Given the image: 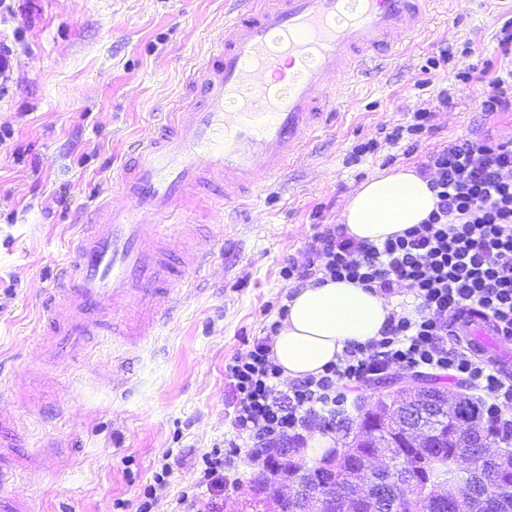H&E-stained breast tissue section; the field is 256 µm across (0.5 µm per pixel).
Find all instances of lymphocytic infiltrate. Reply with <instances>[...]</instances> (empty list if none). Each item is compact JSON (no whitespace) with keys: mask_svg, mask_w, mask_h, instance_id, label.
<instances>
[{"mask_svg":"<svg viewBox=\"0 0 512 512\" xmlns=\"http://www.w3.org/2000/svg\"><path fill=\"white\" fill-rule=\"evenodd\" d=\"M457 80L481 86L480 108L512 112L500 77L473 65ZM437 198L428 220L402 235L372 244L329 227L318 233L303 263L284 266V279L305 284L315 275L348 280L390 296L409 290L413 314H392L381 338L348 346L322 374L283 382L271 357L280 324L272 322L246 355L227 366L233 391V427L248 435L254 453L303 442L311 422L333 430L350 395L398 368L468 384L484 419L502 436L512 420V379L467 345L450 341L449 326L474 311L512 336V141L459 137L428 151L419 167Z\"/></svg>","mask_w":512,"mask_h":512,"instance_id":"obj_1","label":"lymphocytic infiltrate"}]
</instances>
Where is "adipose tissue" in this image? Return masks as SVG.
I'll list each match as a JSON object with an SVG mask.
<instances>
[{
	"mask_svg": "<svg viewBox=\"0 0 512 512\" xmlns=\"http://www.w3.org/2000/svg\"><path fill=\"white\" fill-rule=\"evenodd\" d=\"M437 199L412 167L399 166L364 181L349 197L346 235L383 243L426 221ZM393 305L378 291L347 281H316L296 289L272 340L271 356L286 381L320 375L345 348L380 338Z\"/></svg>",
	"mask_w": 512,
	"mask_h": 512,
	"instance_id": "obj_1",
	"label": "adipose tissue"
}]
</instances>
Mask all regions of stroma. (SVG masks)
I'll return each instance as SVG.
<instances>
[{
  "label": "stroma",
  "mask_w": 512,
  "mask_h": 512,
  "mask_svg": "<svg viewBox=\"0 0 512 512\" xmlns=\"http://www.w3.org/2000/svg\"><path fill=\"white\" fill-rule=\"evenodd\" d=\"M225 0H16L0 9V414L21 440L19 491L31 512H239L259 473L247 435L233 425L225 373L278 318L295 285L280 274L303 262L314 236L341 222L347 198L387 164L419 166L460 136L512 140V112L488 115L478 84L455 80L452 62L423 73L445 47H470L512 77V50L498 47L512 0H445L426 30L385 61L375 81L345 85L336 128L260 197L235 208L190 195L174 249L204 247L208 270L176 290L170 323L136 348L99 337L66 368L40 362L45 303L67 310L58 270L85 214L112 193L128 146L170 112H191L185 72L224 34ZM448 94L446 108L437 97ZM436 108L433 133L415 150L386 135ZM374 152L350 162L355 146ZM236 440L239 483L200 484L203 455ZM179 465L156 484L166 459Z\"/></svg>",
  "instance_id": "1"
}]
</instances>
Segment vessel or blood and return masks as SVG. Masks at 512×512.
Segmentation results:
<instances>
[{
    "label": "vessel or blood",
    "mask_w": 512,
    "mask_h": 512,
    "mask_svg": "<svg viewBox=\"0 0 512 512\" xmlns=\"http://www.w3.org/2000/svg\"><path fill=\"white\" fill-rule=\"evenodd\" d=\"M437 0H230L224 38L187 77L202 100L186 123L160 126L133 144L118 189L85 220L62 266L70 314L46 324L44 359L64 367L90 337L118 334L134 345L165 323L172 290L189 287L208 256H177L171 227L195 188L222 192L225 204L259 196L257 162L275 177L304 158L333 126L336 100L328 75L347 81L371 74L380 53L428 22ZM157 224H140V213ZM464 341L493 366L512 369L498 354L496 330L464 313ZM20 442L0 419V512H28L13 491L17 470L10 449Z\"/></svg>",
    "instance_id": "b4317fda"
}]
</instances>
